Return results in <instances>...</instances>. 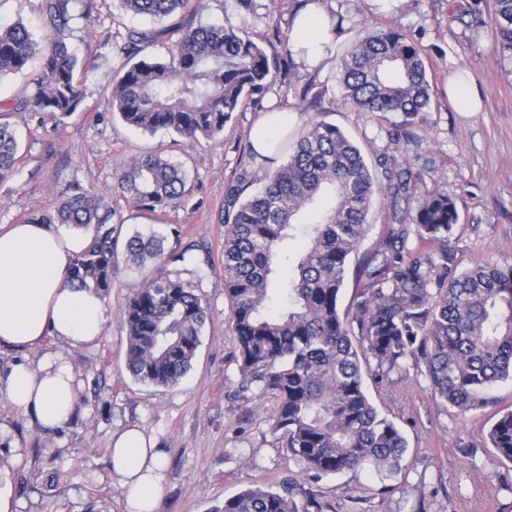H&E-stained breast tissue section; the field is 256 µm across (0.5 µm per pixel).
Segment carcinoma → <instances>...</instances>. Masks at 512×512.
<instances>
[{
	"mask_svg": "<svg viewBox=\"0 0 512 512\" xmlns=\"http://www.w3.org/2000/svg\"><path fill=\"white\" fill-rule=\"evenodd\" d=\"M135 16L165 19L206 0H120ZM238 25H172L177 34L163 55L156 33L128 31L121 46L128 63L112 79L111 109L144 134L175 133L192 143H216L244 102L271 90L279 60L249 33L255 0H238ZM474 13L491 17V37L512 55V0H473ZM45 31L37 40L19 18L0 23V78L28 76L30 93L15 109L61 120L79 111L85 93L77 72L86 62L63 35L87 16V0H40ZM341 101L379 119L402 116L388 136L410 141L408 127L429 109L432 85L422 50L393 27L370 28L339 58ZM16 130L0 122V182L17 162ZM409 170L387 152L369 162L354 140L323 119L310 120L288 145V157L265 174L264 184L240 200V184L227 187L224 207V295L236 342L241 392L254 388L274 400L272 431L308 476L318 481L345 471L403 470L406 440L368 397L367 377L382 378L412 363L434 397L461 416L495 407L490 388L512 381V266L476 262L452 266L448 239L459 214L448 195L431 190L412 198ZM115 189L136 209L177 205L186 192L183 167L164 150L120 164ZM382 199L390 220L382 244L361 249L368 216ZM410 209L418 245L407 247L401 203ZM102 193L74 190L54 210L26 219L88 231L70 264L66 284L106 297L119 255L151 271L129 297L124 318L125 366L137 382L170 387L188 372L210 311L204 273L188 272L187 251L165 247L166 237L136 233L120 240ZM288 261V280L274 288L277 264ZM189 277H183V273ZM354 296L340 310L348 280ZM280 309L268 311L273 299ZM487 436L512 463V410H499ZM313 492L251 488L224 500L218 512H325Z\"/></svg>",
	"mask_w": 512,
	"mask_h": 512,
	"instance_id": "cac0c4a2",
	"label": "carcinoma"
}]
</instances>
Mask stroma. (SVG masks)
Wrapping results in <instances>:
<instances>
[{
  "label": "stroma",
  "mask_w": 512,
  "mask_h": 512,
  "mask_svg": "<svg viewBox=\"0 0 512 512\" xmlns=\"http://www.w3.org/2000/svg\"><path fill=\"white\" fill-rule=\"evenodd\" d=\"M267 17L250 33L273 56H283L290 17L297 0H256ZM463 0H399L386 14L369 0H328L346 16L332 42L324 70L280 69L274 87L249 101L224 128L218 143L174 141L160 131L141 134L118 118L109 105L112 78L123 66L128 30L159 32L171 41L169 21L124 13L118 0H89L86 18L74 21L65 40L80 59L85 101L79 112L57 120L14 110L0 114L20 134L21 149L10 177L0 182V229L54 209L72 185L103 192L123 233L165 235L167 248L195 245L209 260L203 292L210 307L191 369L175 386L156 388L135 382L124 370L125 306L143 283L142 275L120 265L105 302L101 337L71 346L45 337L31 350L0 351V370L38 365L61 357L77 376L79 406L73 420L43 428L0 397V483L7 485L16 512H124L122 489L110 468L114 435L136 426L151 436L166 457V479L158 512H216L226 498L255 487L277 486L306 476L271 430L273 401L238 395L235 340L224 296V199L236 172L248 169L253 193L264 176L248 156L249 133L271 105L287 107L288 128L299 131L316 116L355 138L366 155L387 152L412 173L414 196L436 189L455 203L459 220L448 250L456 270L484 262L512 266V59L499 56L471 17L461 15ZM395 27L419 43L433 97L414 120L412 142H393L388 131L396 116L379 120L343 106L336 79L342 51L364 26ZM476 79L483 109L463 114L445 94L459 71ZM323 90L321 111L306 109L297 90L306 83ZM292 93H284L287 85ZM163 148L185 165L186 194L173 208L149 212L132 208L114 192L117 166L134 156ZM367 393L381 415L392 420L407 441L405 467L389 479L372 471H346L319 483L328 512H512V463L499 460L487 432L491 411L462 417L436 399L429 382L414 368L367 379Z\"/></svg>",
  "instance_id": "stroma-1"
}]
</instances>
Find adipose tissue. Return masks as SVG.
I'll list each match as a JSON object with an SVG mask.
<instances>
[{
    "instance_id": "ef3b65f1",
    "label": "adipose tissue",
    "mask_w": 512,
    "mask_h": 512,
    "mask_svg": "<svg viewBox=\"0 0 512 512\" xmlns=\"http://www.w3.org/2000/svg\"><path fill=\"white\" fill-rule=\"evenodd\" d=\"M333 37L325 0L297 6L291 43L298 63L309 69L324 64ZM83 244V237L62 235L49 224H12L0 231V347H32L49 334L74 346L101 336L102 298L65 284ZM0 396L48 429L69 422L79 403L75 375L59 357L35 368L17 364L0 374ZM111 465L125 512H156L165 480L164 453L152 438L136 427L116 435Z\"/></svg>"
}]
</instances>
